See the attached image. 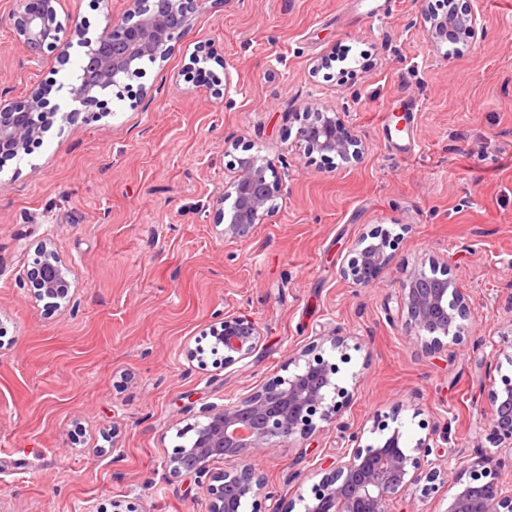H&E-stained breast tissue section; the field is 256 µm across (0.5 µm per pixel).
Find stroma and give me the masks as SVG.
Returning a JSON list of instances; mask_svg holds the SVG:
<instances>
[{
    "label": "stroma",
    "mask_w": 512,
    "mask_h": 512,
    "mask_svg": "<svg viewBox=\"0 0 512 512\" xmlns=\"http://www.w3.org/2000/svg\"><path fill=\"white\" fill-rule=\"evenodd\" d=\"M437 0H209L165 62L147 63L102 119L55 122L0 165V512H208L167 461L206 404L284 375L329 347L350 392V427H402L446 448L490 449L491 341L512 329V0H457L485 36L433 46ZM0 0V92L25 99L76 61H28ZM127 0H62L97 34ZM221 47L236 93L190 81L193 52ZM329 68H320L321 59ZM417 105L398 128L405 101ZM333 109L361 143L355 163L309 152L297 130ZM287 178L275 208L228 242L213 204L239 158ZM391 264L375 284L341 275L375 228ZM69 271L70 301L34 292L41 248ZM447 270L469 306L461 337L429 354L390 320L416 268ZM260 328L251 357L195 358L224 314ZM346 443L333 428L257 461L282 500L309 494Z\"/></svg>",
    "instance_id": "stroma-1"
}]
</instances>
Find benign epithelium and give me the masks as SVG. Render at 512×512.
I'll return each mask as SVG.
<instances>
[{
  "label": "benign epithelium",
  "mask_w": 512,
  "mask_h": 512,
  "mask_svg": "<svg viewBox=\"0 0 512 512\" xmlns=\"http://www.w3.org/2000/svg\"><path fill=\"white\" fill-rule=\"evenodd\" d=\"M206 3L156 0V9L143 13L139 0H129L125 19L106 14L102 30L90 37L86 25L69 14L60 16L59 0H19L9 15L16 43L33 55L56 51L64 64L76 45L82 48L77 62L81 75L67 84L64 111L58 104L46 108L54 89L47 83L33 87L22 101L0 102V160L18 156L57 117L68 123L82 112L102 116L99 95L132 78L142 60H166ZM448 4L446 14L426 18L434 46L481 40L484 27L477 14L459 9L456 0ZM218 56L217 47H203L192 57L190 68L205 74L213 92L226 96L233 88L229 70L221 78L207 68ZM297 138L308 150L336 154L347 163L359 161L362 155L358 140L335 111L321 112L315 121L300 126ZM283 186L272 162L255 156L241 159L224 195L216 200V223L224 225V240L234 241L263 223ZM230 198L233 202L226 209L224 202ZM388 247L387 233L381 229L358 241L356 256L342 270L344 278L361 288L372 286L392 261ZM45 256L49 258L46 267L32 272L38 294L69 300L68 268L55 253L47 250ZM397 303L398 317L427 352L448 347L446 339L456 340L468 317L464 294L445 273L419 268L409 272L401 282ZM213 335L214 347L224 352L226 367L250 357L260 341L258 325L232 314L224 315ZM493 347L495 361L503 358L512 363V331L502 334ZM288 365L294 369L287 376L229 403L202 408L203 420L190 426L193 435L180 453L170 457L172 472L191 475L194 484L207 491L208 512H240L247 500L255 510L264 500L273 502L271 512H293V502L280 506L278 494L256 468L254 458L286 442L311 438L321 430L319 421L339 430L346 446L335 466L312 486L311 495L299 496L304 512H394L396 500L418 488L426 496L445 483L454 493L443 512H512V483L503 480L505 470L512 471L511 377H504L502 386L491 393L489 437L497 450L475 454L450 479L442 462L463 452L450 449L445 456L435 455L437 443L429 436L410 447L399 426L365 443V428L353 429L343 420L350 393L340 385L336 365L321 355L310 356L308 350L288 360ZM217 462L224 463V470H213Z\"/></svg>",
  "instance_id": "benign-epithelium-1"
}]
</instances>
